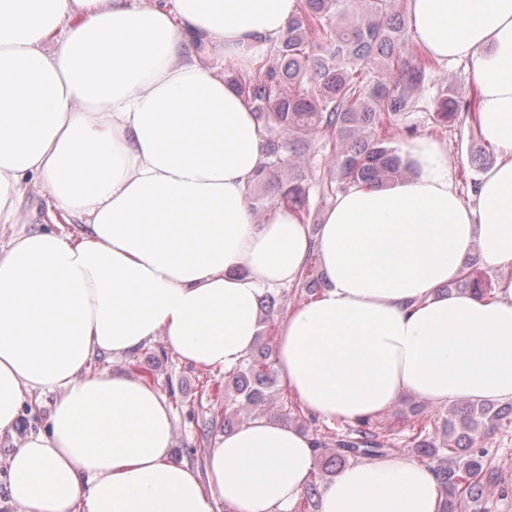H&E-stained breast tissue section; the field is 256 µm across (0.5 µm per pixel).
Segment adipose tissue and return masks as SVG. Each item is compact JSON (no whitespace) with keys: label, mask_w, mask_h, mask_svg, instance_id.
<instances>
[{"label":"adipose tissue","mask_w":512,"mask_h":512,"mask_svg":"<svg viewBox=\"0 0 512 512\" xmlns=\"http://www.w3.org/2000/svg\"><path fill=\"white\" fill-rule=\"evenodd\" d=\"M301 0H0V437L28 398L45 429L0 462L13 512H290L317 464L311 435L267 418L221 434L203 470L173 461V412L124 371L95 373L155 336L184 363L236 367L266 290L317 252L327 286L281 323L277 368L309 413L356 421L401 395L512 401V278L445 294L472 246L512 266V0H407L436 65L469 59L495 163L463 199L445 150L417 177L350 187L317 235L295 212L256 222L253 109L224 78L277 42ZM201 39L208 60L193 46ZM37 183L79 237L19 213ZM431 467L348 464L319 512H442Z\"/></svg>","instance_id":"1"}]
</instances>
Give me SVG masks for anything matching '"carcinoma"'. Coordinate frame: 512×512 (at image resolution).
Returning <instances> with one entry per match:
<instances>
[{
	"instance_id": "1",
	"label": "carcinoma",
	"mask_w": 512,
	"mask_h": 512,
	"mask_svg": "<svg viewBox=\"0 0 512 512\" xmlns=\"http://www.w3.org/2000/svg\"><path fill=\"white\" fill-rule=\"evenodd\" d=\"M409 28L393 0H302L298 15L272 46L275 62L243 71L229 62L224 75L252 104L264 133L266 161L250 188L253 211L266 213L284 205L302 212L307 199V169L301 158L312 139H331L336 179L346 185L386 186L407 178L411 164L379 136L384 116L414 107L429 81L432 63L407 56ZM376 64L385 76L371 81L366 67ZM462 103L449 84L433 100V121L446 128ZM448 289L487 295L475 264L466 261ZM261 353L233 374L224 390L234 389L248 405L266 400L268 361ZM512 426V406L464 401L444 420L439 444L416 436L413 448L422 461L448 452V463L434 468L444 496L443 512H460L462 504H481L483 488L501 482L486 467L483 439ZM390 452L378 423L358 421L336 434L326 465L338 468L352 460L380 458Z\"/></svg>"
}]
</instances>
